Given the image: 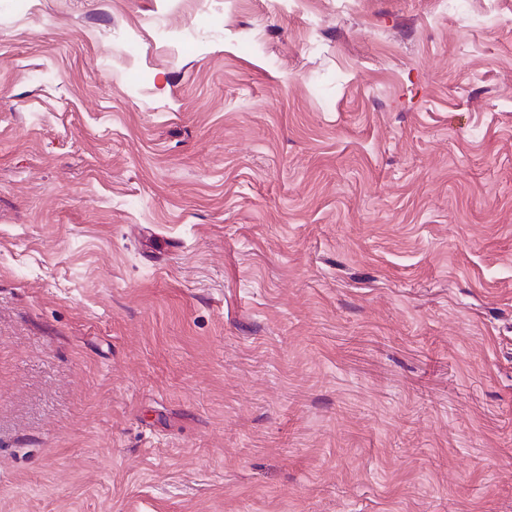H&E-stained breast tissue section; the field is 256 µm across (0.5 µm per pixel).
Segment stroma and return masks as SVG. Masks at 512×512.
<instances>
[{
    "instance_id": "35a3bbf8",
    "label": "stroma",
    "mask_w": 512,
    "mask_h": 512,
    "mask_svg": "<svg viewBox=\"0 0 512 512\" xmlns=\"http://www.w3.org/2000/svg\"><path fill=\"white\" fill-rule=\"evenodd\" d=\"M0 512H512V0H0Z\"/></svg>"
}]
</instances>
